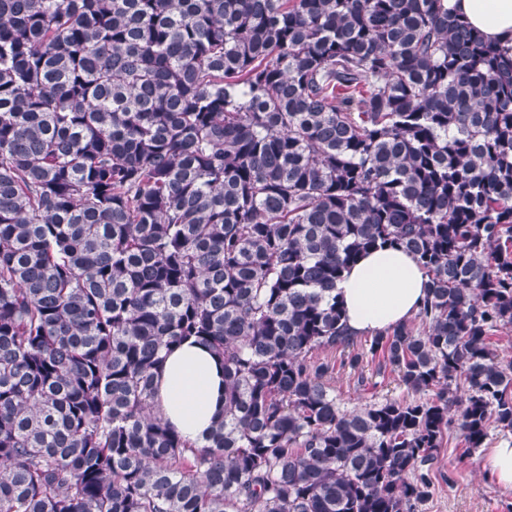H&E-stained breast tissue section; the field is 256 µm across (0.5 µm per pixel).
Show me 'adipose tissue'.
Segmentation results:
<instances>
[{
  "label": "adipose tissue",
  "mask_w": 512,
  "mask_h": 512,
  "mask_svg": "<svg viewBox=\"0 0 512 512\" xmlns=\"http://www.w3.org/2000/svg\"><path fill=\"white\" fill-rule=\"evenodd\" d=\"M484 39L512 46V0H448ZM427 276L409 254L378 249L348 269L336 286L351 337L387 332L413 320ZM224 408V376L204 346L185 342L167 357L157 380L154 411L184 438L199 441Z\"/></svg>",
  "instance_id": "ef3b65f1"
}]
</instances>
